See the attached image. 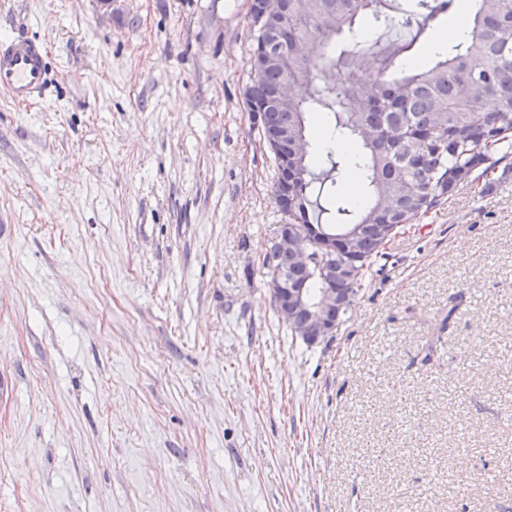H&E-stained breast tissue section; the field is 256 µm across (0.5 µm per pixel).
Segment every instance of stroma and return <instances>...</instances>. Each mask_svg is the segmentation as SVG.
Masks as SVG:
<instances>
[{"label":"stroma","mask_w":512,"mask_h":512,"mask_svg":"<svg viewBox=\"0 0 512 512\" xmlns=\"http://www.w3.org/2000/svg\"><path fill=\"white\" fill-rule=\"evenodd\" d=\"M248 10L0 0L51 76L34 106L0 91V512H512V168L392 240L305 344L267 287L286 217ZM447 24L365 18L326 76L370 82Z\"/></svg>","instance_id":"obj_1"}]
</instances>
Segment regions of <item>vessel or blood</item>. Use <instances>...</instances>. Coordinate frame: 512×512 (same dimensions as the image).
<instances>
[{
	"label": "vessel or blood",
	"mask_w": 512,
	"mask_h": 512,
	"mask_svg": "<svg viewBox=\"0 0 512 512\" xmlns=\"http://www.w3.org/2000/svg\"><path fill=\"white\" fill-rule=\"evenodd\" d=\"M44 43L25 37L0 40V89L17 105L37 104L50 81Z\"/></svg>",
	"instance_id": "1"
}]
</instances>
